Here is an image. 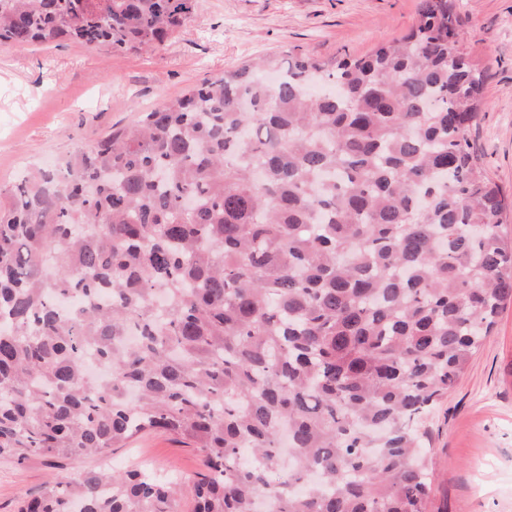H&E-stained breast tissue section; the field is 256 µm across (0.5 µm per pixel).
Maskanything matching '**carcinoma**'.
Masks as SVG:
<instances>
[{
    "instance_id": "1",
    "label": "carcinoma",
    "mask_w": 512,
    "mask_h": 512,
    "mask_svg": "<svg viewBox=\"0 0 512 512\" xmlns=\"http://www.w3.org/2000/svg\"><path fill=\"white\" fill-rule=\"evenodd\" d=\"M193 2L0 0V45L156 50ZM483 85L456 0H421L365 56L226 70L18 179L0 458L99 464L17 512H181L102 464L151 431L198 451L194 512H430L419 420L512 299Z\"/></svg>"
}]
</instances>
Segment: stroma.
<instances>
[{
	"instance_id": "stroma-1",
	"label": "stroma",
	"mask_w": 512,
	"mask_h": 512,
	"mask_svg": "<svg viewBox=\"0 0 512 512\" xmlns=\"http://www.w3.org/2000/svg\"><path fill=\"white\" fill-rule=\"evenodd\" d=\"M420 0H196L160 49L87 50L71 42L0 45V189L33 165L91 146L115 127L204 79L295 48L358 57L399 39ZM468 47L485 70L487 108L470 139L488 176L512 199V0H459ZM421 429L433 467L431 512H512V302L459 383ZM113 469L143 464L166 475L201 471L195 449L156 433L114 449ZM88 458L53 468L0 459V512Z\"/></svg>"
}]
</instances>
